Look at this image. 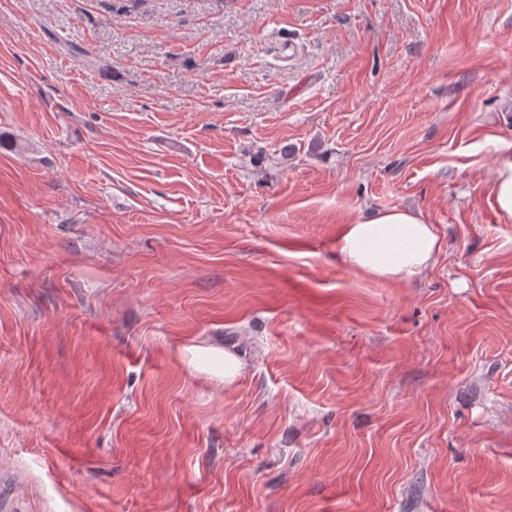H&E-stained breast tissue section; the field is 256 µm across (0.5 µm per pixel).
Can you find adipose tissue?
<instances>
[{
	"mask_svg": "<svg viewBox=\"0 0 512 512\" xmlns=\"http://www.w3.org/2000/svg\"><path fill=\"white\" fill-rule=\"evenodd\" d=\"M439 249L435 226L426 223L420 213L404 208L371 212L346 225L338 239V254L346 265L382 281L419 276ZM190 362L228 384L242 369L237 353L213 346L192 348Z\"/></svg>",
	"mask_w": 512,
	"mask_h": 512,
	"instance_id": "adipose-tissue-1",
	"label": "adipose tissue"
}]
</instances>
